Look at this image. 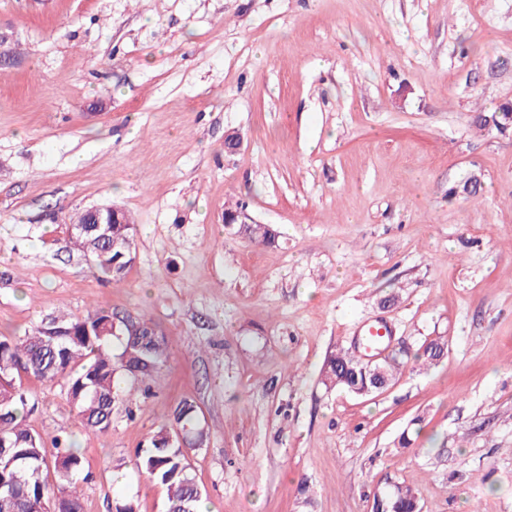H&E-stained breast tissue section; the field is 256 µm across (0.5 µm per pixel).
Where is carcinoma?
<instances>
[{
	"label": "carcinoma",
	"instance_id": "obj_1",
	"mask_svg": "<svg viewBox=\"0 0 512 512\" xmlns=\"http://www.w3.org/2000/svg\"><path fill=\"white\" fill-rule=\"evenodd\" d=\"M478 121L483 127L505 128L512 125V107L505 105L491 119L480 116ZM88 217V211H80L69 224L80 236L78 250L93 259L91 270L98 278L117 282L134 260L135 225L123 214L124 223L112 225V239L107 240L88 231ZM244 233L262 245L275 243L276 234L264 224H249ZM135 324L132 331L112 328V311L98 305L83 318L53 316L18 339H0V512H43L51 493L49 458L59 484L69 488L62 497L67 512H82L74 485L84 472L83 455L64 439L48 444L27 427L28 395L16 375L63 381L81 425L104 433L112 425L113 406L130 400L134 392L146 393L152 374L168 359L169 341L154 335V321L140 315ZM363 368L350 354L338 353L328 359L322 382L363 392ZM204 436L197 407L184 401L174 409L172 424L160 426L138 454L137 469L166 491L164 512H198L201 493L188 456ZM417 506L412 488L400 486L390 497L376 499L373 512H417Z\"/></svg>",
	"mask_w": 512,
	"mask_h": 512
}]
</instances>
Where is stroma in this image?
<instances>
[{
    "label": "stroma",
    "instance_id": "1",
    "mask_svg": "<svg viewBox=\"0 0 512 512\" xmlns=\"http://www.w3.org/2000/svg\"><path fill=\"white\" fill-rule=\"evenodd\" d=\"M0 33V337L99 301L171 341L104 434L22 376L28 427L83 453L82 512H163L135 460L182 401L208 512H372L402 485L512 512V127L477 124L512 105V0H0ZM108 202L136 224L110 283L67 231ZM234 203L275 245L225 226ZM371 318L388 352L447 349L382 394L323 385Z\"/></svg>",
    "mask_w": 512,
    "mask_h": 512
}]
</instances>
